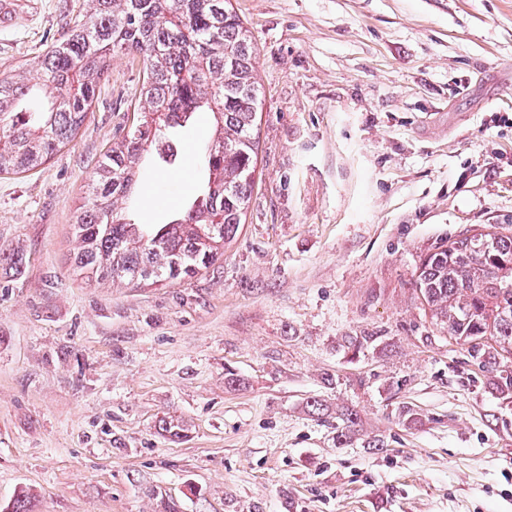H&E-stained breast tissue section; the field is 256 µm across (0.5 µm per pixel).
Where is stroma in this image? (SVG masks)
I'll use <instances>...</instances> for the list:
<instances>
[{
  "instance_id": "1",
  "label": "stroma",
  "mask_w": 512,
  "mask_h": 512,
  "mask_svg": "<svg viewBox=\"0 0 512 512\" xmlns=\"http://www.w3.org/2000/svg\"><path fill=\"white\" fill-rule=\"evenodd\" d=\"M232 4L263 97L256 185L214 267L140 286L73 267L89 176L144 105L140 56L113 59L50 161L0 174V512H512V402L414 287L442 240L512 230V0ZM14 11L2 76L85 4ZM211 134L205 112L172 132L137 223L191 202Z\"/></svg>"
}]
</instances>
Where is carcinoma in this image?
<instances>
[{
  "label": "carcinoma",
  "instance_id": "obj_1",
  "mask_svg": "<svg viewBox=\"0 0 512 512\" xmlns=\"http://www.w3.org/2000/svg\"><path fill=\"white\" fill-rule=\"evenodd\" d=\"M86 19L35 65L0 77V173L39 168L70 143L109 75L112 60L148 63L140 88L148 110L94 169L74 215L76 269L97 282L181 284L213 267L237 235L251 199L262 110L256 56L231 0H84ZM206 110L211 145L201 157L196 198L167 224L129 215L149 156L175 162L167 132ZM415 288L432 316L512 398V234L445 240L420 259ZM356 418L336 426L347 444Z\"/></svg>",
  "mask_w": 512,
  "mask_h": 512
}]
</instances>
